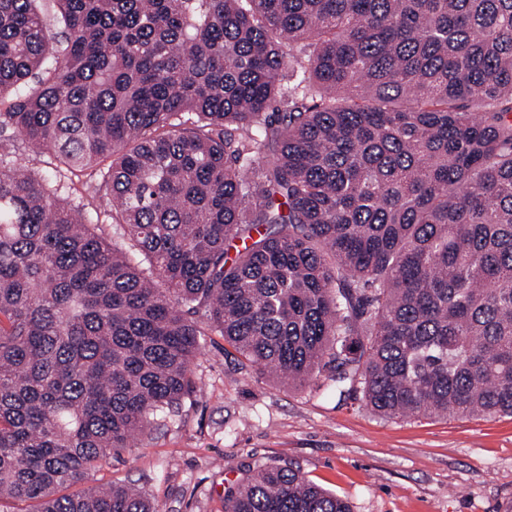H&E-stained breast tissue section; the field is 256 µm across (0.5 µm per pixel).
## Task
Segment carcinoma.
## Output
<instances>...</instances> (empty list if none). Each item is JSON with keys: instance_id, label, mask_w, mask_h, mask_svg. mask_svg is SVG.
<instances>
[{"instance_id": "1", "label": "carcinoma", "mask_w": 512, "mask_h": 512, "mask_svg": "<svg viewBox=\"0 0 512 512\" xmlns=\"http://www.w3.org/2000/svg\"><path fill=\"white\" fill-rule=\"evenodd\" d=\"M37 2L0 0V130L94 185L0 155V497L156 512L62 490L208 334L385 417L512 414V0ZM224 512L352 510L256 461ZM9 135V131L0 133V153L7 152L9 150L14 152L13 149H15L17 153H24L23 158L25 160L22 163L25 164L30 173H38L40 175L47 176L53 174L51 168L55 169L57 171L56 176L57 183L60 188V194L64 198H67V200H74L75 202L82 199L85 200L87 195L86 182L88 181V177L86 175H82L81 173L78 175L72 174L60 166L53 158L46 155H35L21 151V146H19L18 143H15V147H19V149L13 148V142L8 140ZM56 164H58V166Z\"/></svg>"}]
</instances>
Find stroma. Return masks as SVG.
Instances as JSON below:
<instances>
[{
    "label": "stroma",
    "mask_w": 512,
    "mask_h": 512,
    "mask_svg": "<svg viewBox=\"0 0 512 512\" xmlns=\"http://www.w3.org/2000/svg\"><path fill=\"white\" fill-rule=\"evenodd\" d=\"M29 172L56 175L64 198L87 178L25 153ZM195 389L88 479L138 487L159 512H224V490L256 460L290 463L353 512H504L512 503V415L388 418L361 392L288 389L259 374L222 337H205Z\"/></svg>",
    "instance_id": "stroma-1"
}]
</instances>
